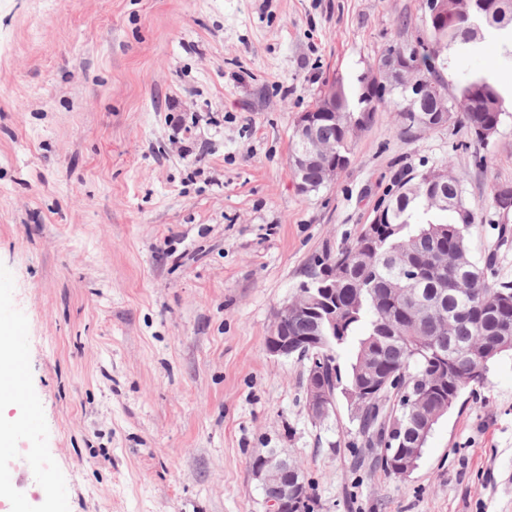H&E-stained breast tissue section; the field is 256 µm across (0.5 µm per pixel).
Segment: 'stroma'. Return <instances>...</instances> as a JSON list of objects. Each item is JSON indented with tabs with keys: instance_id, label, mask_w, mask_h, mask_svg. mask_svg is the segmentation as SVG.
I'll use <instances>...</instances> for the list:
<instances>
[{
	"instance_id": "1",
	"label": "stroma",
	"mask_w": 512,
	"mask_h": 512,
	"mask_svg": "<svg viewBox=\"0 0 512 512\" xmlns=\"http://www.w3.org/2000/svg\"><path fill=\"white\" fill-rule=\"evenodd\" d=\"M426 0H0V323L27 375L4 463L71 512H266L254 454L300 469L314 512H512V353L388 475L337 397L306 406L307 359L268 354L317 257L356 239L406 171L449 168L477 213L471 258L512 281V41L449 48V103L490 76L497 133L401 134L378 105L336 180L299 191L298 116L391 47L429 41ZM41 449L34 464L28 448Z\"/></svg>"
}]
</instances>
